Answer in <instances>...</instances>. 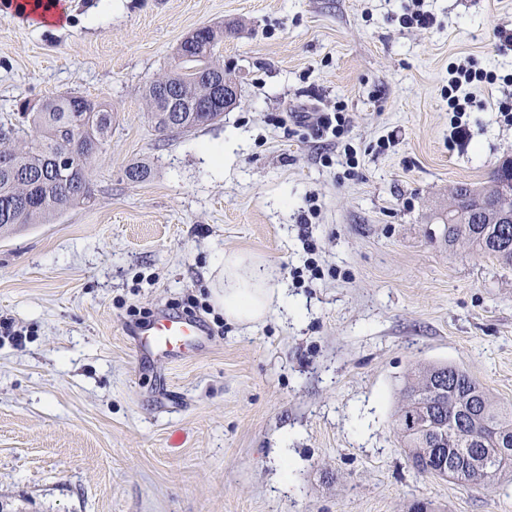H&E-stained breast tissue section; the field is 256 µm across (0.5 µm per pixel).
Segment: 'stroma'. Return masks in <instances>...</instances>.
Listing matches in <instances>:
<instances>
[{
	"label": "stroma",
	"instance_id": "1",
	"mask_svg": "<svg viewBox=\"0 0 512 512\" xmlns=\"http://www.w3.org/2000/svg\"><path fill=\"white\" fill-rule=\"evenodd\" d=\"M68 3L36 26L0 0L1 119L65 93L117 114L93 203L0 230V512H512V477L417 474L394 426L419 365H458L512 403V267L444 239L458 184L512 158L496 108L512 0H421L427 29L403 24L408 0ZM228 23L237 105L159 131L145 85L197 28ZM468 58L497 79L469 86L463 146L448 68ZM339 105V143L290 120ZM230 141L213 175L200 148ZM224 251L269 262L305 319L226 321L209 289ZM310 256L323 276L296 284ZM191 305L201 352L137 354L141 323Z\"/></svg>",
	"mask_w": 512,
	"mask_h": 512
}]
</instances>
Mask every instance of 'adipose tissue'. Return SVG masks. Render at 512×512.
<instances>
[{
  "label": "adipose tissue",
  "instance_id": "adipose-tissue-1",
  "mask_svg": "<svg viewBox=\"0 0 512 512\" xmlns=\"http://www.w3.org/2000/svg\"><path fill=\"white\" fill-rule=\"evenodd\" d=\"M212 273V301L228 321L250 328L263 323L276 307L296 315L301 312L299 303L289 299L275 268L256 256L221 254Z\"/></svg>",
  "mask_w": 512,
  "mask_h": 512
}]
</instances>
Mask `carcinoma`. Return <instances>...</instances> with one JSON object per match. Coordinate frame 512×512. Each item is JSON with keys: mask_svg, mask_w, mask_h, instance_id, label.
<instances>
[{"mask_svg": "<svg viewBox=\"0 0 512 512\" xmlns=\"http://www.w3.org/2000/svg\"><path fill=\"white\" fill-rule=\"evenodd\" d=\"M224 28L200 27L185 41L183 60L146 85L149 115L160 130L188 132L224 115V105L209 112L195 107L210 97L205 75L224 70L219 48ZM93 101L78 95L44 99L24 121L0 124V145L14 157V168L0 169V229L13 224H48L76 201L91 202L90 163L57 177L55 157L79 130L74 114ZM102 153L112 137V107L97 103L84 130ZM506 170L496 167L473 199L471 187L455 188L448 199V244H466L471 250L512 266V224H495L500 184ZM407 459L427 463L420 474L445 473L460 482L481 478L477 463L489 471H512V406L497 403L465 370L435 363L411 371L404 399L395 419Z\"/></svg>", "mask_w": 512, "mask_h": 512, "instance_id": "carcinoma-1", "label": "carcinoma"}]
</instances>
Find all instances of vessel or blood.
I'll use <instances>...</instances> for the list:
<instances>
[{
	"instance_id": "obj_1",
	"label": "vessel or blood",
	"mask_w": 512,
	"mask_h": 512,
	"mask_svg": "<svg viewBox=\"0 0 512 512\" xmlns=\"http://www.w3.org/2000/svg\"><path fill=\"white\" fill-rule=\"evenodd\" d=\"M204 334V327L199 321L162 313L140 327L137 349L141 354L151 357H182L201 347Z\"/></svg>"
}]
</instances>
